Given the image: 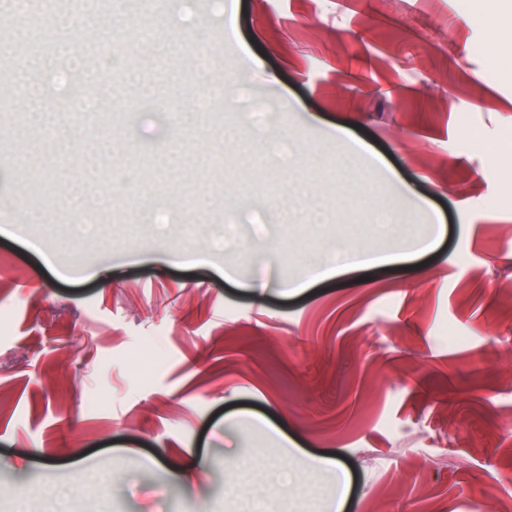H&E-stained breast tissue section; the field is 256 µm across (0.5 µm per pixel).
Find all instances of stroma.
<instances>
[{
	"label": "stroma",
	"mask_w": 512,
	"mask_h": 512,
	"mask_svg": "<svg viewBox=\"0 0 512 512\" xmlns=\"http://www.w3.org/2000/svg\"><path fill=\"white\" fill-rule=\"evenodd\" d=\"M107 9L56 39L120 53V75L87 78L111 111L47 101L35 126L20 71L0 81L17 113L0 122V512H324L325 457L349 473L345 512H497L512 0L492 17L487 0ZM137 78L161 108H137ZM219 78L234 111H198ZM383 210L413 230L403 259L283 288L340 244L387 254Z\"/></svg>",
	"instance_id": "stroma-1"
}]
</instances>
